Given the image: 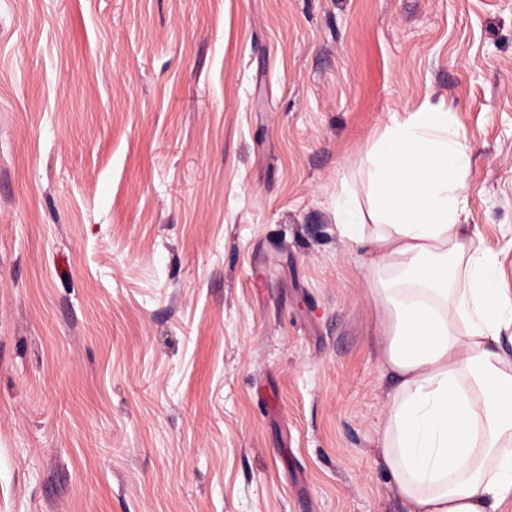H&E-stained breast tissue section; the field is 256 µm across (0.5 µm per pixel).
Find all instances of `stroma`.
I'll list each match as a JSON object with an SVG mask.
<instances>
[{
	"instance_id": "obj_1",
	"label": "stroma",
	"mask_w": 512,
	"mask_h": 512,
	"mask_svg": "<svg viewBox=\"0 0 512 512\" xmlns=\"http://www.w3.org/2000/svg\"><path fill=\"white\" fill-rule=\"evenodd\" d=\"M428 98L512 296V0H0V512H401L332 203Z\"/></svg>"
}]
</instances>
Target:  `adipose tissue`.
Returning a JSON list of instances; mask_svg holds the SVG:
<instances>
[{"mask_svg": "<svg viewBox=\"0 0 512 512\" xmlns=\"http://www.w3.org/2000/svg\"><path fill=\"white\" fill-rule=\"evenodd\" d=\"M369 193L336 191V224L365 247L386 315L393 383L380 461L403 512H504L512 504V299L467 222L470 148L424 103L367 150Z\"/></svg>", "mask_w": 512, "mask_h": 512, "instance_id": "1", "label": "adipose tissue"}]
</instances>
